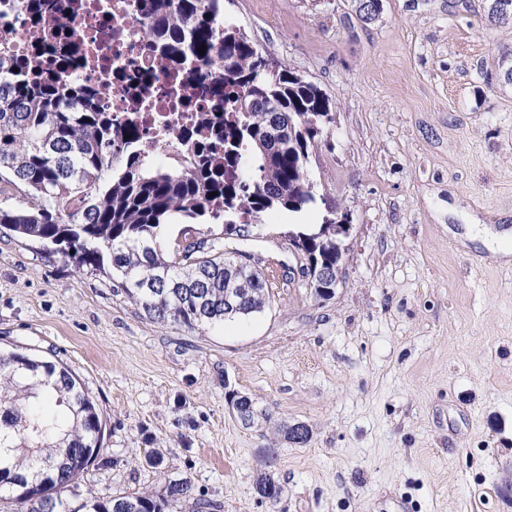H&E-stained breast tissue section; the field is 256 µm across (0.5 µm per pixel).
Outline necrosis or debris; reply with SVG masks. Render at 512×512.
Wrapping results in <instances>:
<instances>
[{"mask_svg":"<svg viewBox=\"0 0 512 512\" xmlns=\"http://www.w3.org/2000/svg\"><path fill=\"white\" fill-rule=\"evenodd\" d=\"M62 10L35 17L31 0H0V29L9 30L11 56L40 57L45 68L67 63L78 84L109 86L102 106L117 120L136 113L147 148L163 141L164 129L196 127L205 102V70L197 64L169 70L151 47L135 0H57ZM155 93L140 94L141 82Z\"/></svg>","mask_w":512,"mask_h":512,"instance_id":"4bbe7bcc","label":"necrosis or debris"}]
</instances>
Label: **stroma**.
I'll return each instance as SVG.
<instances>
[{"mask_svg":"<svg viewBox=\"0 0 512 512\" xmlns=\"http://www.w3.org/2000/svg\"><path fill=\"white\" fill-rule=\"evenodd\" d=\"M228 19L330 100L299 216L239 248L287 266L261 313L151 322L118 279L0 228V347L68 368L97 404L100 497L187 478L173 512H512V264L467 226L512 227V29L488 0H224ZM347 214L340 284L318 301L286 234ZM306 444L243 428L224 384ZM275 449L278 504L256 490ZM161 452L162 464L151 455Z\"/></svg>","mask_w":512,"mask_h":512,"instance_id":"obj_1","label":"stroma"}]
</instances>
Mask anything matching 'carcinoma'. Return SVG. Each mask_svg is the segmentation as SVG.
Returning <instances> with one entry per match:
<instances>
[{
	"mask_svg": "<svg viewBox=\"0 0 512 512\" xmlns=\"http://www.w3.org/2000/svg\"><path fill=\"white\" fill-rule=\"evenodd\" d=\"M163 59L207 66L215 99L203 128L160 165L137 148L133 121L115 128L100 107L110 88L64 75L41 79V61H12L0 36V195L21 192V207L0 206V226L39 242L43 252L74 250L80 267L107 271L155 323L190 330L262 311L273 278L245 263L234 273L224 240L248 232L270 210L300 213L316 201L305 160L316 153V128L333 116L329 99L287 69L275 72L246 33L224 20L221 0H138ZM205 47V52L198 49ZM253 102L242 108L241 99ZM293 129L273 135L276 124ZM216 196H211V193ZM228 224L201 242L165 246L171 218ZM239 228H233V225ZM305 249L336 257L334 227H299ZM95 403L65 367L19 350L0 351V499L15 512H166L188 498L187 479L158 493L109 498L87 493L72 510L85 469L100 454ZM272 504L282 488L271 474L256 483Z\"/></svg>",
	"mask_w": 512,
	"mask_h": 512,
	"instance_id": "cac0c4a2",
	"label": "carcinoma"
}]
</instances>
